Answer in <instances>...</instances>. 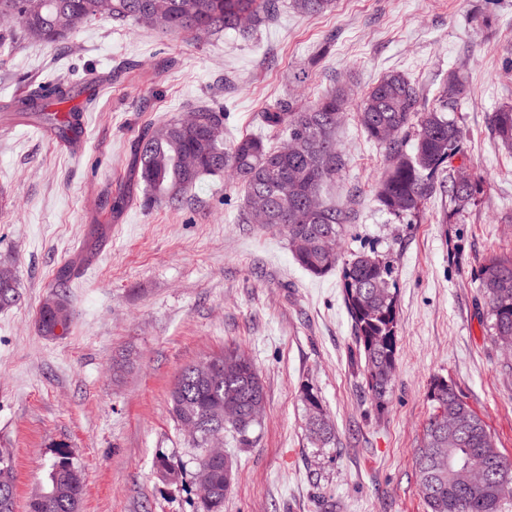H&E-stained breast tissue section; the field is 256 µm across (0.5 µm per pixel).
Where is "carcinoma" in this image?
Here are the masks:
<instances>
[{
	"label": "carcinoma",
	"instance_id": "cac0c4a2",
	"mask_svg": "<svg viewBox=\"0 0 512 512\" xmlns=\"http://www.w3.org/2000/svg\"><path fill=\"white\" fill-rule=\"evenodd\" d=\"M334 0H293L306 15L319 16L333 8ZM277 0H0V49L5 37L18 41L55 44L83 24L97 18L160 24L163 32L192 39L210 38L226 30L247 35L273 16ZM466 92L463 79L448 72L440 94L441 105L419 111L421 91L400 72L384 75L357 103V117L371 140L381 145L389 165L375 186V196L386 211L412 217L428 196L443 191L461 207L477 200L481 182L463 167L453 165L464 157L463 133L446 115L448 99ZM67 83H41L29 98L14 102L15 111L30 112L62 137L78 143L80 114L49 112L47 101L70 98ZM349 93L335 87L306 107L292 98L279 99L263 113L266 126L286 137L288 146L275 149L263 138L245 135L224 144V107L199 106L188 119L173 118L145 128L131 148L133 186L139 198L125 187L107 194L105 204L114 214L138 201L145 207H176L188 200L196 182L222 177L229 170L244 192L241 221L252 223V212L266 215L269 228L288 230V246L295 262L321 277L342 267L343 297L354 328L356 345L364 359L367 391L379 409L384 408L398 360L396 291L391 288L394 267L375 252L356 253L340 263L338 252L326 251L324 239L339 240L344 231L343 209L322 201L324 185L342 168L336 148V130L347 107ZM500 143L512 149V105L488 115ZM413 134L412 152L403 151L402 136ZM319 200L315 208L310 199ZM72 267L59 269L55 286L38 314L39 332L55 337L66 332L73 319L67 298ZM478 288L491 319L494 342L512 350V256L490 255L477 271ZM19 291L12 270L0 267V310L14 307ZM234 362L224 372V359ZM213 359L221 364L203 378L184 367L169 391L170 414L177 425L193 424L196 439L189 442L188 460L160 453L155 457L156 477L178 485L193 465L192 477L201 493L200 512H224V490L233 484L236 461H209L210 441L228 434L239 448L256 441L261 414L255 404H265L260 376L251 360L237 348L227 347ZM312 442L324 448L335 438V428L321 399L311 389L301 398ZM431 414L416 450L417 492L427 512H500L512 498V460L498 449L484 420L446 378L435 377L427 391ZM71 453L61 451L51 463L27 505V512H81L85 479ZM15 476L10 456L0 454V512H15Z\"/></svg>",
	"mask_w": 512,
	"mask_h": 512
}]
</instances>
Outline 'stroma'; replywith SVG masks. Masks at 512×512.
<instances>
[{"label":"stroma","instance_id":"stroma-1","mask_svg":"<svg viewBox=\"0 0 512 512\" xmlns=\"http://www.w3.org/2000/svg\"><path fill=\"white\" fill-rule=\"evenodd\" d=\"M279 3L247 37L194 42L96 19L59 43L20 41L0 54V105L48 80L96 85L57 106L84 115L76 152L0 112V265L20 291L0 311V450L13 459L16 512L63 448L84 472L82 512H195L194 482L159 483L153 461L189 451L168 412L176 376L229 345L254 362L266 406L253 447L224 443L237 462L224 512H320L329 496L338 512H425L414 455L437 376L512 458V355L493 340L477 282L486 256L512 255V153L488 123L512 104V0H336L317 17ZM452 69L467 93L448 108L484 181L474 203L458 209L436 194L415 217L383 211L374 185L387 155L352 111L336 131L344 166L324 188L348 215L343 259L372 249L394 266L399 356L384 408L365 386L341 272L312 276L285 231L239 223L242 191L230 177L202 180L180 209L98 207L103 189L128 182L141 131L202 102H223L225 142L253 133L279 147L263 124L276 100L307 103L337 83L356 99L398 71L419 85L425 112ZM96 224L107 234L87 259ZM67 264L74 321L47 338L38 311ZM307 388L335 424L325 448L308 436Z\"/></svg>","mask_w":512,"mask_h":512}]
</instances>
